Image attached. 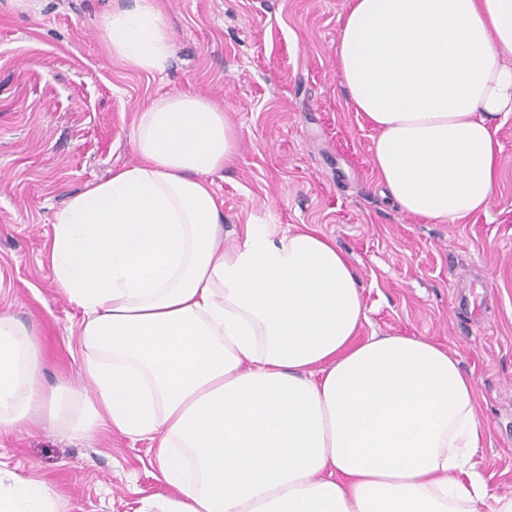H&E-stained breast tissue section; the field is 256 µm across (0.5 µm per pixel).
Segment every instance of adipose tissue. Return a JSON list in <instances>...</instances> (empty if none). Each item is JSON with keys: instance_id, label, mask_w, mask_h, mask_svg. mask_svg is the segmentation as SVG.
<instances>
[{"instance_id": "ef3b65f1", "label": "adipose tissue", "mask_w": 512, "mask_h": 512, "mask_svg": "<svg viewBox=\"0 0 512 512\" xmlns=\"http://www.w3.org/2000/svg\"><path fill=\"white\" fill-rule=\"evenodd\" d=\"M100 37L163 72L174 43L157 0L117 7ZM512 0H349L336 67L375 133L377 182L399 210L461 224L500 179L512 116ZM139 160L69 197L48 247L84 313L90 385L45 394L31 330L0 313V429L104 424L149 439L169 495L137 512H479L485 438L456 354L422 337H360L350 258L318 228L245 224L224 241L211 177L238 137L223 111L169 93L136 121ZM54 490L0 478V512H60Z\"/></svg>"}]
</instances>
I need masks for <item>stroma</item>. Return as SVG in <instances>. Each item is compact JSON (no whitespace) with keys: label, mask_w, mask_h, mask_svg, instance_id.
Wrapping results in <instances>:
<instances>
[{"label":"stroma","mask_w":512,"mask_h":512,"mask_svg":"<svg viewBox=\"0 0 512 512\" xmlns=\"http://www.w3.org/2000/svg\"><path fill=\"white\" fill-rule=\"evenodd\" d=\"M345 2L162 0L174 52L159 74L128 69L99 37L102 18L133 0H0V312L34 333L45 389L84 386L83 312L47 258L54 215L136 162L140 110L198 95L238 133L235 163L214 177L225 234L310 224L333 238L362 289L361 336L430 339L472 374L486 427L473 463L490 495H512V117L489 210L414 223L381 194L371 132L336 70ZM0 469L54 489L64 512H136L168 492L152 442L106 425L85 440L0 431Z\"/></svg>","instance_id":"1"}]
</instances>
